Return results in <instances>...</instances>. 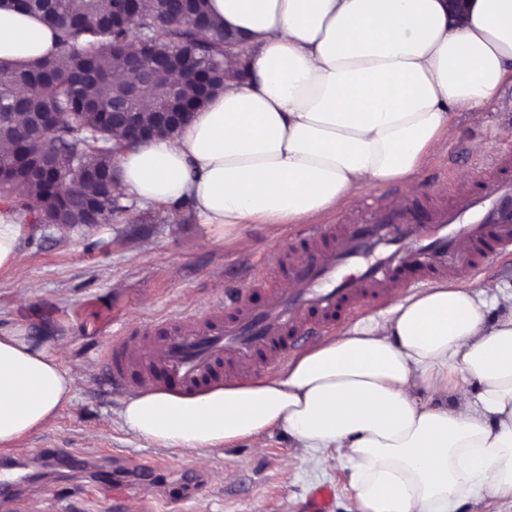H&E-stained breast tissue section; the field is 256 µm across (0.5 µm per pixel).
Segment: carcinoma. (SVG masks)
I'll return each mask as SVG.
<instances>
[{
	"label": "carcinoma",
	"mask_w": 512,
	"mask_h": 512,
	"mask_svg": "<svg viewBox=\"0 0 512 512\" xmlns=\"http://www.w3.org/2000/svg\"><path fill=\"white\" fill-rule=\"evenodd\" d=\"M0 10L24 11L39 16L56 33V51L25 64L0 62V142L14 150L0 153V205L31 223L32 204L60 224H80L84 202L97 201L106 221L127 210L121 186L108 180L115 157L129 144L113 142L112 124L105 113L123 87L112 79L125 69L126 47L142 32L152 38L145 65L155 55L165 56L171 71H149L153 110L140 107L145 125L155 124L157 112H194L205 98L172 91L170 72L187 82L199 80L208 94L224 89V49L234 35L211 25L208 0H140L133 16L118 12V0H0ZM27 104V112L53 122L42 127L31 120L16 124L14 104ZM62 152L52 177L40 176L48 152ZM80 183L88 191L69 198L63 187Z\"/></svg>",
	"instance_id": "1"
}]
</instances>
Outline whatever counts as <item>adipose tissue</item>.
I'll return each mask as SVG.
<instances>
[{
  "mask_svg": "<svg viewBox=\"0 0 512 512\" xmlns=\"http://www.w3.org/2000/svg\"><path fill=\"white\" fill-rule=\"evenodd\" d=\"M211 22L251 47V73L172 137L122 153V187L174 223L307 224L355 190L413 185L453 135L512 79V0H209ZM37 18L0 13V60L52 53ZM22 227L0 213V270L20 273ZM59 352L0 332V446L69 405ZM444 403L423 402V393ZM128 431L202 452L267 430L298 450H335L358 512H452L481 495L512 500V290L435 282L324 338L274 374L191 396L143 388Z\"/></svg>",
  "mask_w": 512,
  "mask_h": 512,
  "instance_id": "obj_1",
  "label": "adipose tissue"
}]
</instances>
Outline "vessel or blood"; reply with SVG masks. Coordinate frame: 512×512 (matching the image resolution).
<instances>
[{
	"label": "vessel or blood",
	"instance_id": "obj_1",
	"mask_svg": "<svg viewBox=\"0 0 512 512\" xmlns=\"http://www.w3.org/2000/svg\"><path fill=\"white\" fill-rule=\"evenodd\" d=\"M303 257L288 258L284 287L255 278L225 292L207 318L185 313L114 344L106 358L113 382L139 374L142 383L188 392L212 380L250 375L257 354L274 363L309 326L331 327L368 300L451 277L459 264L479 268L490 254L512 250V158L502 157L480 185L457 200L378 209L367 220L306 228ZM46 456L84 476L91 459L63 448ZM24 481L0 472V504L21 500Z\"/></svg>",
	"mask_w": 512,
	"mask_h": 512
}]
</instances>
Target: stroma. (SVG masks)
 I'll return each mask as SVG.
<instances>
[{
    "label": "stroma",
    "instance_id": "stroma-1",
    "mask_svg": "<svg viewBox=\"0 0 512 512\" xmlns=\"http://www.w3.org/2000/svg\"><path fill=\"white\" fill-rule=\"evenodd\" d=\"M512 124V81L497 90L486 111L457 112L455 134L425 164L415 191L394 183L360 190L364 198L399 201L412 196L448 201L453 191L477 185L479 168L495 155L512 152L499 127ZM299 224H249L242 233L249 250L209 230L196 212L181 207L175 223L161 224L153 207L131 204L107 224L91 228H29L25 270L0 271V330L21 329L58 348L76 381L75 399L44 428L20 442L0 447V457L28 462L39 488L18 512H308L312 493L331 488L330 512H357L346 470L329 453H297L287 432L268 430L263 448L243 440L204 454L163 448L123 425L126 390L107 383L103 357L128 333L180 312L208 315L224 291L249 278L257 265L287 252L302 232ZM138 251H131L130 242ZM38 448H65L95 459H130L153 466L161 483L153 493H104L88 480L74 489L55 477V463L35 460Z\"/></svg>",
    "mask_w": 512,
    "mask_h": 512
}]
</instances>
